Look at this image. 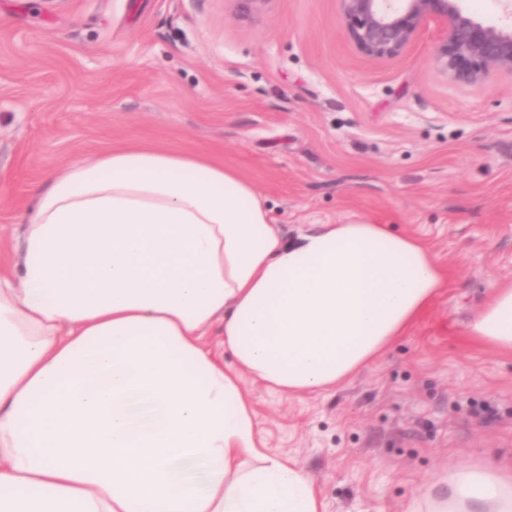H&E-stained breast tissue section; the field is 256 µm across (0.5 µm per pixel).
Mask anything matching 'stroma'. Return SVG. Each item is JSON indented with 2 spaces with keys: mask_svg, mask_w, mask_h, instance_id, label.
<instances>
[{
  "mask_svg": "<svg viewBox=\"0 0 512 512\" xmlns=\"http://www.w3.org/2000/svg\"><path fill=\"white\" fill-rule=\"evenodd\" d=\"M344 30L337 0H0V271L34 188L119 143L236 168L289 238L364 214L421 238L449 284L383 356L322 394L241 379L326 512H406L446 470L512 467V353L466 333L512 283V76L450 83L433 21L383 60Z\"/></svg>",
  "mask_w": 512,
  "mask_h": 512,
  "instance_id": "obj_1",
  "label": "stroma"
}]
</instances>
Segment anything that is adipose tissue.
I'll use <instances>...</instances> for the list:
<instances>
[{
	"mask_svg": "<svg viewBox=\"0 0 512 512\" xmlns=\"http://www.w3.org/2000/svg\"><path fill=\"white\" fill-rule=\"evenodd\" d=\"M34 195L0 273V512H323L260 447L238 375L288 394L346 382L447 288L430 249L367 215L285 241L235 168L136 143ZM467 333L512 352V284ZM423 500L512 512V469L464 467Z\"/></svg>",
	"mask_w": 512,
	"mask_h": 512,
	"instance_id": "ef3b65f1",
	"label": "adipose tissue"
}]
</instances>
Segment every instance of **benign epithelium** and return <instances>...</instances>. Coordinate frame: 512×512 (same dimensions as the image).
<instances>
[{
  "label": "benign epithelium",
  "mask_w": 512,
  "mask_h": 512,
  "mask_svg": "<svg viewBox=\"0 0 512 512\" xmlns=\"http://www.w3.org/2000/svg\"><path fill=\"white\" fill-rule=\"evenodd\" d=\"M349 40L377 60L401 53L428 19L445 29L435 64L453 83L483 86L493 73L512 75V24H488L463 0H338Z\"/></svg>",
  "instance_id": "obj_1"
}]
</instances>
